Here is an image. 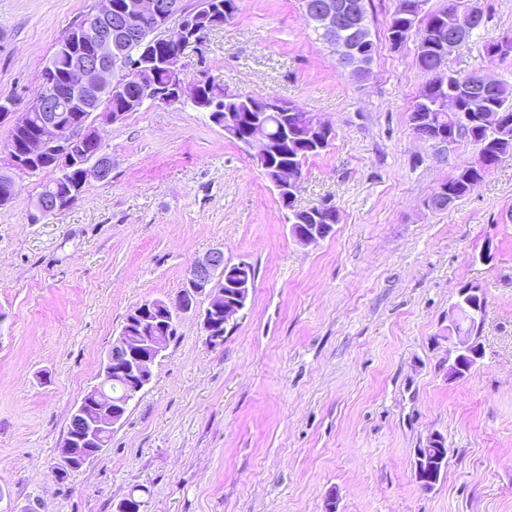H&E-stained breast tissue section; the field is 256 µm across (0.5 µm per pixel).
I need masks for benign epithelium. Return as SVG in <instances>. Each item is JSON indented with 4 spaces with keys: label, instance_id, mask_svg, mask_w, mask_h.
<instances>
[{
    "label": "benign epithelium",
    "instance_id": "benign-epithelium-1",
    "mask_svg": "<svg viewBox=\"0 0 512 512\" xmlns=\"http://www.w3.org/2000/svg\"><path fill=\"white\" fill-rule=\"evenodd\" d=\"M306 13L311 20L329 31L336 39L340 50V60L344 67L358 80L369 74L370 66L365 64L354 51L357 41H369L367 29L357 20L356 11H347L344 0H324L313 4L305 0ZM448 13L464 14V28L480 23L484 13L479 0H448ZM126 16L144 18L149 24L139 31L141 41L151 45H167L174 52L158 63L151 54L143 56L142 62L129 64L126 57L130 40L126 16L112 14V0H97L95 9L82 28L78 29L72 45L63 47L61 56L65 57V69L68 72L70 87L61 90L52 80L54 62H49L42 74L39 94L26 107L38 123L35 136L30 138L21 149L4 150L5 167L29 172L34 161L50 160V164L61 170L73 160H80L87 169L88 180L104 181L112 172V159L102 149L93 152L86 146L99 142L98 129L87 122L80 125L67 124V112L78 106L84 111V117L98 112L106 124L121 120V104L130 86V76L136 69H145L156 63L168 72L167 86L156 91L147 87L143 98L159 105L171 106L184 100L187 89L183 77L185 51L201 43L207 26L194 27L187 24L186 15L180 10L176 0H127ZM348 14L351 23L352 39L346 41L338 37L341 26L336 24V16ZM178 20L177 32L165 36L163 32L173 20ZM197 106L209 111L211 121L224 129V134L233 135L237 119L235 113H219V108L209 99L196 98ZM253 115L249 116L257 142L269 140L267 126L272 115L284 122L291 118L282 110V103L274 99H258L251 105ZM413 123L420 126L418 136L436 143L441 137L435 135V127L430 118L417 114ZM332 136L329 125L321 122L306 145L321 148ZM267 178L285 198L292 197L294 185L300 184L299 174L292 168L280 167L267 174ZM75 194L66 187L53 188L51 192L36 202L41 217H48L66 209L74 203ZM311 223L294 224L291 232L303 245L316 244L332 231L327 224L320 223L322 216L310 209ZM232 292H227L224 287ZM253 286L246 267L238 265V270H226L224 252L213 248L194 260L186 278V285L174 299L153 300L138 307L127 318L124 327L113 342L112 352L107 354L99 371L100 384L87 391L74 406L70 420L79 424L67 430L59 453L58 466L76 473L85 464L94 459L105 447V437L124 419L125 413L134 398L139 396L152 379V368L163 357L171 339L172 331L182 316L196 314L202 319L204 331L210 341L224 338V329L229 320L246 305L250 289ZM479 293L477 288H463L458 299L452 305L448 318V335L455 337L456 356L448 367V379L463 378L468 369L483 357L479 337L471 333L474 326L483 325V309L475 304L472 295ZM206 295L210 298L208 306L197 309L198 298ZM120 381L124 386V398L114 401L105 397L108 383ZM440 436L430 437L431 447L416 450L414 460V478L418 483H427L434 487L439 483L442 468L441 456L434 452Z\"/></svg>",
    "mask_w": 512,
    "mask_h": 512
}]
</instances>
